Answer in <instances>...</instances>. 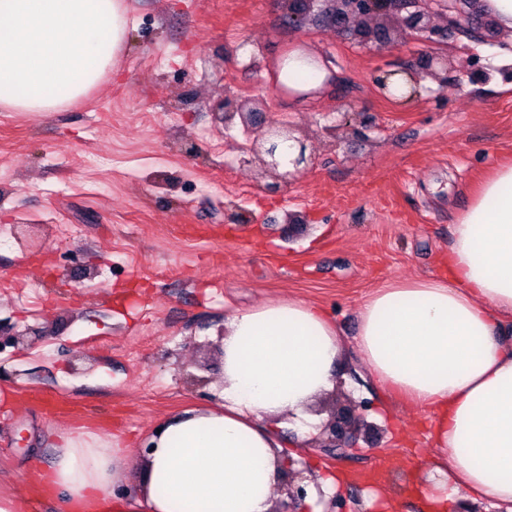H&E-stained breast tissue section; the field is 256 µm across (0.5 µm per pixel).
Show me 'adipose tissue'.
I'll return each mask as SVG.
<instances>
[{"label": "adipose tissue", "instance_id": "ef3b65f1", "mask_svg": "<svg viewBox=\"0 0 512 512\" xmlns=\"http://www.w3.org/2000/svg\"><path fill=\"white\" fill-rule=\"evenodd\" d=\"M125 0H0V110L53 112L99 86L122 51ZM288 88L334 82L314 57L289 54ZM512 164L497 167L459 214L448 274L379 289L362 307L356 343L377 382L433 415L439 450L425 492L434 512L457 497L512 512ZM339 331L313 305L288 300L224 323L223 401L168 417L150 452L88 430L60 434L29 491L63 495L65 512H273L286 470L280 417L315 431L307 408L333 386ZM137 473L134 500L115 486Z\"/></svg>", "mask_w": 512, "mask_h": 512}]
</instances>
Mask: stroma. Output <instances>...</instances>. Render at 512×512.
<instances>
[{"mask_svg": "<svg viewBox=\"0 0 512 512\" xmlns=\"http://www.w3.org/2000/svg\"><path fill=\"white\" fill-rule=\"evenodd\" d=\"M132 24L106 79L56 112H0V473L27 497L58 436L89 428L132 458L178 412L221 403V334L231 312L295 299L324 310L343 342L337 390L309 411L368 403L374 425L328 460L280 436L292 470L344 472L348 512H426L422 464L432 416L387 395L357 345L378 289L439 274L469 192L512 158V37L475 5L448 31L443 82L404 100L387 70L418 69L426 44L382 49L320 21L287 23L275 0H126ZM337 70L325 95L279 91L292 49ZM232 97L291 125L316 152L292 185L267 192L240 162L241 126L212 107ZM34 391L88 416L49 418Z\"/></svg>", "mask_w": 512, "mask_h": 512, "instance_id": "stroma-1", "label": "stroma"}]
</instances>
